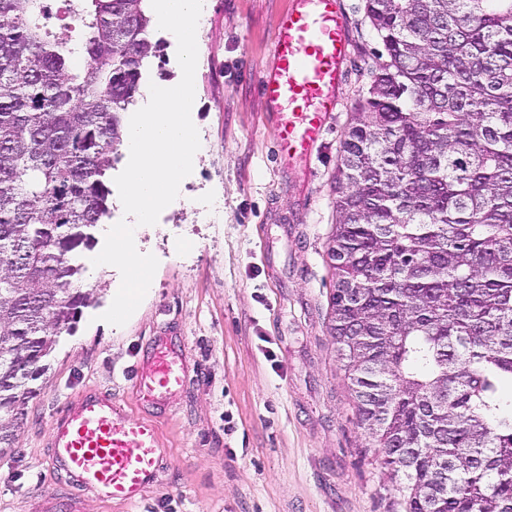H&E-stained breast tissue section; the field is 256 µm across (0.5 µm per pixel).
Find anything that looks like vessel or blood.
<instances>
[{
    "label": "vessel or blood",
    "mask_w": 512,
    "mask_h": 512,
    "mask_svg": "<svg viewBox=\"0 0 512 512\" xmlns=\"http://www.w3.org/2000/svg\"><path fill=\"white\" fill-rule=\"evenodd\" d=\"M339 0H293L277 21L272 62L259 88L274 119L285 160L310 162L341 101L349 54ZM140 396L162 405L186 384V370L162 345H148L136 364ZM49 467L97 496L141 502L162 471L164 450L154 423L128 416L111 393L93 392L54 420Z\"/></svg>",
    "instance_id": "b4317fda"
}]
</instances>
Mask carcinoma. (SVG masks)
Segmentation results:
<instances>
[{
  "label": "carcinoma",
  "instance_id": "cac0c4a2",
  "mask_svg": "<svg viewBox=\"0 0 512 512\" xmlns=\"http://www.w3.org/2000/svg\"><path fill=\"white\" fill-rule=\"evenodd\" d=\"M0 0V452L92 293L147 0ZM382 45L340 145L329 332L405 512H512V0H364ZM83 64L76 65L77 58Z\"/></svg>",
  "mask_w": 512,
  "mask_h": 512
}]
</instances>
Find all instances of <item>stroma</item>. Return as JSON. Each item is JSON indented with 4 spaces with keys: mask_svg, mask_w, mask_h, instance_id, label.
<instances>
[{
    "mask_svg": "<svg viewBox=\"0 0 512 512\" xmlns=\"http://www.w3.org/2000/svg\"><path fill=\"white\" fill-rule=\"evenodd\" d=\"M193 112L205 152L153 231L136 241L159 261L150 295L121 328L96 322L118 269L88 283L95 301L61 336L12 451L0 455V512H36L66 497L48 470L50 425L83 390L156 415L164 471L137 505L83 496L84 512H404L379 449L359 427L328 330L326 247L336 222L340 144L381 48L363 0H341L350 55L342 103L310 163L286 162L257 76L291 0H209ZM144 80L177 83L170 32ZM220 195L219 217L208 214ZM171 338L190 377L158 410L127 370L155 337Z\"/></svg>",
    "mask_w": 512,
    "mask_h": 512,
    "instance_id": "35a3bbf8",
    "label": "stroma"
}]
</instances>
